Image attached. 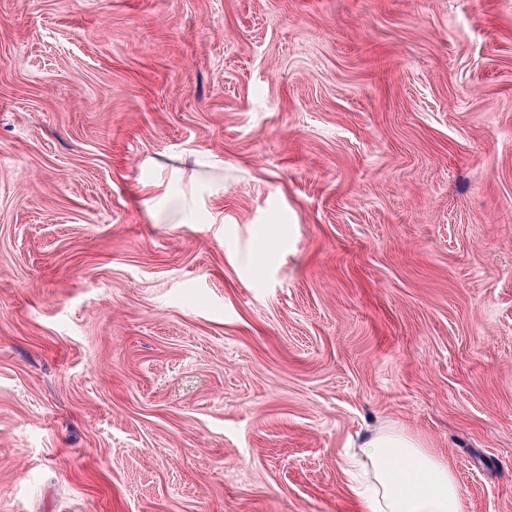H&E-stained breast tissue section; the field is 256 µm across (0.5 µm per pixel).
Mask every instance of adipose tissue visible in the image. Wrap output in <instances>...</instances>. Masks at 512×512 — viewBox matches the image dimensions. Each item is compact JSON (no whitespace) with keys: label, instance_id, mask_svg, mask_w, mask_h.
<instances>
[{"label":"adipose tissue","instance_id":"obj_1","mask_svg":"<svg viewBox=\"0 0 512 512\" xmlns=\"http://www.w3.org/2000/svg\"><path fill=\"white\" fill-rule=\"evenodd\" d=\"M359 453L371 476L352 488L360 512H463L453 465L407 429L373 431Z\"/></svg>","mask_w":512,"mask_h":512}]
</instances>
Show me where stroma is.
Returning <instances> with one entry per match:
<instances>
[{"mask_svg": "<svg viewBox=\"0 0 512 512\" xmlns=\"http://www.w3.org/2000/svg\"><path fill=\"white\" fill-rule=\"evenodd\" d=\"M392 422L512 512V0H0V512H354Z\"/></svg>", "mask_w": 512, "mask_h": 512, "instance_id": "35a3bbf8", "label": "stroma"}]
</instances>
